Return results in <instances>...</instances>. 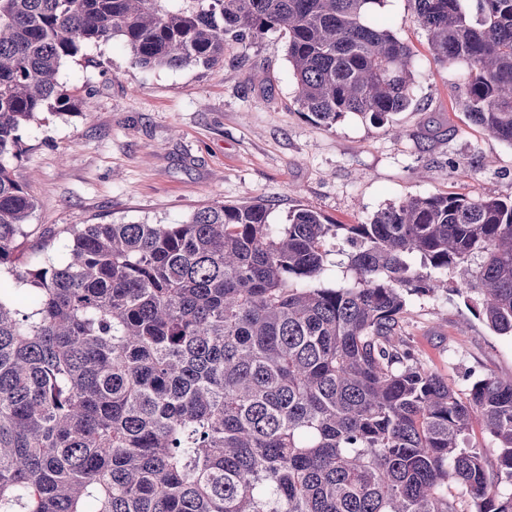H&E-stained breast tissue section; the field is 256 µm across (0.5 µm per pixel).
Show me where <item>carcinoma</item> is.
<instances>
[{
    "instance_id": "carcinoma-1",
    "label": "carcinoma",
    "mask_w": 512,
    "mask_h": 512,
    "mask_svg": "<svg viewBox=\"0 0 512 512\" xmlns=\"http://www.w3.org/2000/svg\"><path fill=\"white\" fill-rule=\"evenodd\" d=\"M162 2L0 0V269L28 288L0 285V512H512V378L462 397L402 338L407 297L450 276L512 336L511 197L409 195L367 224L215 202L69 224L63 260H24L34 201L6 159L42 113L89 108L58 81L88 43L213 68L274 32L315 122L413 103V46L368 21L383 0ZM410 2L434 59L467 67L455 105L512 145V0Z\"/></svg>"
}]
</instances>
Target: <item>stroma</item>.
Wrapping results in <instances>:
<instances>
[{
  "label": "stroma",
  "mask_w": 512,
  "mask_h": 512,
  "mask_svg": "<svg viewBox=\"0 0 512 512\" xmlns=\"http://www.w3.org/2000/svg\"><path fill=\"white\" fill-rule=\"evenodd\" d=\"M372 24L417 50L412 107L394 125L306 118L281 45L233 42L223 66L144 70L121 38L66 60L59 82L88 110L43 114L9 158L35 202L22 243L62 255L68 224H179L215 201L259 200L273 224L305 207L363 224L409 195L512 196V145L453 101L463 64L443 66L412 21L409 0H384ZM404 334L432 370L466 393L476 378L512 376V338L491 331L453 293L409 296Z\"/></svg>",
  "instance_id": "obj_1"
}]
</instances>
